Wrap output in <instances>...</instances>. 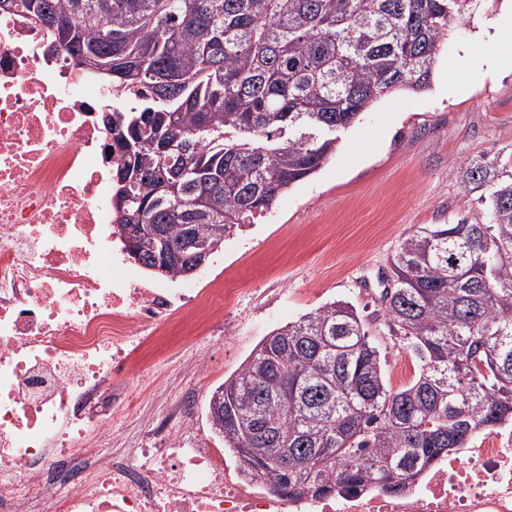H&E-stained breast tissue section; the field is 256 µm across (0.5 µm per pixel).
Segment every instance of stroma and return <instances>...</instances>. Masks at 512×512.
Wrapping results in <instances>:
<instances>
[{"label": "stroma", "instance_id": "obj_1", "mask_svg": "<svg viewBox=\"0 0 512 512\" xmlns=\"http://www.w3.org/2000/svg\"><path fill=\"white\" fill-rule=\"evenodd\" d=\"M507 2L479 0L442 39L431 89L378 98L341 133L335 155L319 172L288 189L271 211L208 258L194 277L197 287L223 280L231 270L239 276L231 301L212 308L224 322V337L211 347L206 374L183 377L195 347L171 338L167 360L148 362L130 375L129 387L142 395L144 411L113 423L117 434L137 436L157 414L191 395L205 438L223 447L209 419L212 392L274 329L341 299L365 315L390 386L398 389L415 378L417 361L388 330L386 276L402 241L418 228L485 219L477 193L460 180V162L487 154L512 169V70L494 73L454 99L437 87L466 78L480 55L468 46L473 32Z\"/></svg>", "mask_w": 512, "mask_h": 512}]
</instances>
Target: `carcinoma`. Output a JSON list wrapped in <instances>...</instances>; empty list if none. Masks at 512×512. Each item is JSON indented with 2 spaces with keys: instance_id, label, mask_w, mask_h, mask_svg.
Masks as SVG:
<instances>
[{
  "instance_id": "cac0c4a2",
  "label": "carcinoma",
  "mask_w": 512,
  "mask_h": 512,
  "mask_svg": "<svg viewBox=\"0 0 512 512\" xmlns=\"http://www.w3.org/2000/svg\"><path fill=\"white\" fill-rule=\"evenodd\" d=\"M68 21L133 105L112 114V223L219 241L336 152L378 97L430 87L441 39L473 0H10ZM486 221L422 227L391 261L388 326L419 363L390 388L362 316L337 300L262 339L221 384L212 421L243 473L279 493L404 490L432 461L512 423V174L460 164Z\"/></svg>"
}]
</instances>
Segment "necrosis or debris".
I'll use <instances>...</instances> for the list:
<instances>
[{
    "mask_svg": "<svg viewBox=\"0 0 512 512\" xmlns=\"http://www.w3.org/2000/svg\"><path fill=\"white\" fill-rule=\"evenodd\" d=\"M65 77L29 19L0 16V512H512V424L397 494L280 495L207 447L187 404L99 455L115 435L89 404L107 390L114 416L139 415L129 374L175 325L214 335L202 307L225 289L147 281L125 262L101 87Z\"/></svg>",
    "mask_w": 512,
    "mask_h": 512,
    "instance_id": "necrosis-or-debris-1",
    "label": "necrosis or debris"
}]
</instances>
